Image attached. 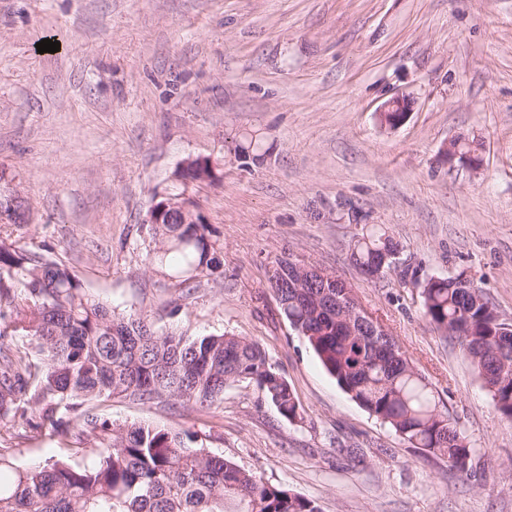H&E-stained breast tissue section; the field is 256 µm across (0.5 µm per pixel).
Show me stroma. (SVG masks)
Segmentation results:
<instances>
[{
  "instance_id": "1",
  "label": "stroma",
  "mask_w": 512,
  "mask_h": 512,
  "mask_svg": "<svg viewBox=\"0 0 512 512\" xmlns=\"http://www.w3.org/2000/svg\"><path fill=\"white\" fill-rule=\"evenodd\" d=\"M44 39L55 53H38ZM398 95L399 127L379 110ZM260 134L263 162L235 145ZM478 168L448 164L452 139ZM223 276L183 286L152 264L144 224L189 158ZM27 200L22 245L50 246L97 298L158 331L258 342L302 408L290 422L237 382L209 411L122 397L97 411L196 433L199 446L320 512H512V421L457 342L424 318L420 283L464 271L512 318V0H0V169ZM378 225L399 245L379 278L352 248ZM289 256L354 289L474 450L475 478L409 447L336 383L285 319L269 278ZM73 434L0 424L33 466Z\"/></svg>"
}]
</instances>
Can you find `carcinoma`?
Listing matches in <instances>:
<instances>
[{
    "instance_id": "carcinoma-1",
    "label": "carcinoma",
    "mask_w": 512,
    "mask_h": 512,
    "mask_svg": "<svg viewBox=\"0 0 512 512\" xmlns=\"http://www.w3.org/2000/svg\"><path fill=\"white\" fill-rule=\"evenodd\" d=\"M262 138L250 134L239 157L263 158ZM220 162L194 171L214 181ZM5 223H27L25 202L0 171ZM155 262L179 284L199 273L221 276L222 247L195 213L167 214L149 224ZM398 244L372 227L357 240L353 263L369 275L396 263ZM20 285L13 290L12 282ZM270 287L290 326L305 338L338 386L411 447L473 473L474 450L442 409L431 384L388 351L393 337L370 322L348 325L310 285L303 293ZM425 319L460 345L500 413L512 421V321L463 272L432 275L421 285ZM469 335H455L460 327ZM253 382L287 420L302 407L288 380L252 340L220 334L160 333L143 316H119L58 262L51 249H27L0 231V421L30 414L34 429L71 428L85 447L66 458L19 467L0 453V512H224L236 499L243 512H319L284 485L207 448L188 446L181 433L149 423L117 424L94 412L114 396L210 409L234 382Z\"/></svg>"
}]
</instances>
